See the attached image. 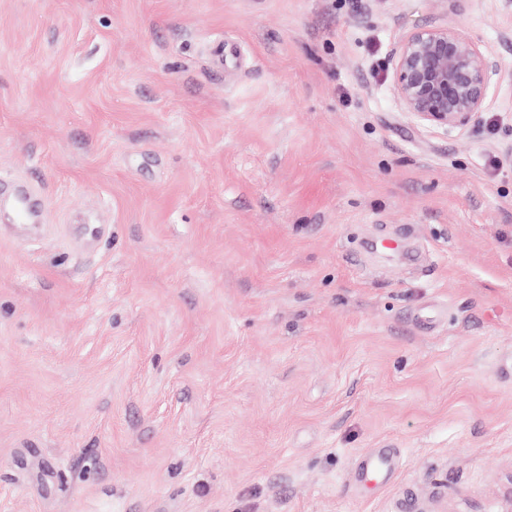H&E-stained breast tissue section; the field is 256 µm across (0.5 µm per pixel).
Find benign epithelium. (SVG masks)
<instances>
[{
    "instance_id": "obj_1",
    "label": "benign epithelium",
    "mask_w": 512,
    "mask_h": 512,
    "mask_svg": "<svg viewBox=\"0 0 512 512\" xmlns=\"http://www.w3.org/2000/svg\"><path fill=\"white\" fill-rule=\"evenodd\" d=\"M495 67L463 31L418 28L394 52L392 88L401 111L435 128L461 129L483 112Z\"/></svg>"
}]
</instances>
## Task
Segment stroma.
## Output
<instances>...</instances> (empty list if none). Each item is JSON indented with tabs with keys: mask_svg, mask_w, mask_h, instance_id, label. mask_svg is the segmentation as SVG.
Segmentation results:
<instances>
[{
	"mask_svg": "<svg viewBox=\"0 0 512 512\" xmlns=\"http://www.w3.org/2000/svg\"><path fill=\"white\" fill-rule=\"evenodd\" d=\"M446 25L448 132L390 71ZM1 175L0 512H512V0H0ZM496 66L460 29L418 28L394 52L392 88L402 112L435 128L461 129L483 112ZM391 461L383 454H368L362 457L358 465L362 480L373 484L389 469Z\"/></svg>",
	"mask_w": 512,
	"mask_h": 512,
	"instance_id": "stroma-1",
	"label": "stroma"
}]
</instances>
